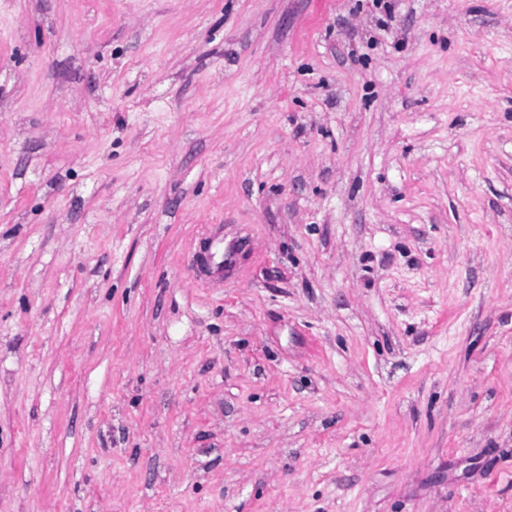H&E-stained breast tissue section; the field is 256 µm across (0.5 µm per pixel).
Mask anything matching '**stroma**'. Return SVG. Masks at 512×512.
<instances>
[{"mask_svg": "<svg viewBox=\"0 0 512 512\" xmlns=\"http://www.w3.org/2000/svg\"><path fill=\"white\" fill-rule=\"evenodd\" d=\"M383 2L0 0V512H512V0ZM194 258L198 266L219 277L224 263V234L213 233Z\"/></svg>", "mask_w": 512, "mask_h": 512, "instance_id": "35a3bbf8", "label": "stroma"}]
</instances>
